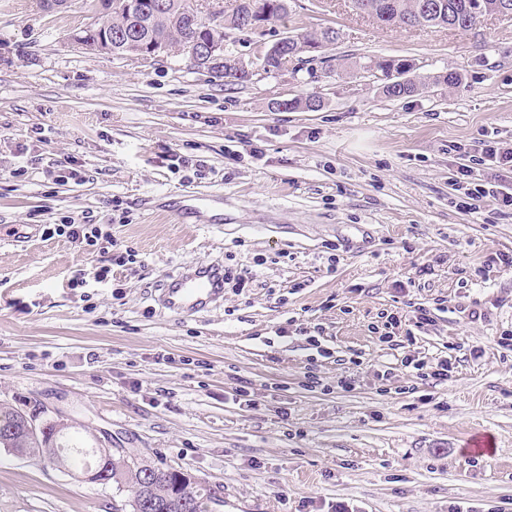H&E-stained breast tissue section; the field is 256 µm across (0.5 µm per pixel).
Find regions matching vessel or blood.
<instances>
[{"label": "vessel or blood", "mask_w": 512, "mask_h": 512, "mask_svg": "<svg viewBox=\"0 0 512 512\" xmlns=\"http://www.w3.org/2000/svg\"><path fill=\"white\" fill-rule=\"evenodd\" d=\"M158 302L168 313L194 317L224 302V268L210 262H197L171 276L162 288Z\"/></svg>", "instance_id": "1"}]
</instances>
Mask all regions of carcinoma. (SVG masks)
Instances as JSON below:
<instances>
[{
    "instance_id": "1",
    "label": "carcinoma",
    "mask_w": 512,
    "mask_h": 512,
    "mask_svg": "<svg viewBox=\"0 0 512 512\" xmlns=\"http://www.w3.org/2000/svg\"><path fill=\"white\" fill-rule=\"evenodd\" d=\"M164 8L134 20L117 7L107 15L112 34L135 43H147L153 39L164 41L167 51H179L189 28L188 12L193 9L191 0H160ZM353 7L369 11L380 22L400 28L445 27L456 21L460 29H472L477 5L485 0H351ZM247 0H236V6L224 12L221 19L206 16L198 18V28L204 37L219 36L225 29L244 32L242 14ZM317 31L293 33L288 39H279L284 49L295 57L310 52L311 42ZM386 77L382 93L389 98L410 96L419 91L421 82L416 79L395 83L390 73L414 72V64L408 59L372 60L367 65ZM27 413L7 406H0V447L19 456H44L52 454L53 463L73 474L87 467L108 465L109 481L121 484L129 492L130 512H209L210 492L200 484L184 478V473L152 465L136 463L118 451L107 457L99 448L79 447L72 444L69 426L50 422L41 437L31 435L25 428Z\"/></svg>"
}]
</instances>
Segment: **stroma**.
I'll list each match as a JSON object with an SVG mask.
<instances>
[{"label":"stroma","mask_w":512,"mask_h":512,"mask_svg":"<svg viewBox=\"0 0 512 512\" xmlns=\"http://www.w3.org/2000/svg\"><path fill=\"white\" fill-rule=\"evenodd\" d=\"M87 18L81 0L57 13L0 0V404L190 474L216 512H512V351L497 344L512 330V269L492 262L512 254V209H464L453 185L461 165L484 172L466 152L482 135L512 143V20L404 29L350 0H290L283 21L231 32L227 49L248 63L286 33L328 26L336 45L236 84L179 53L85 50L70 33ZM378 58L411 60L423 89L385 97L363 68ZM448 71L456 85L434 83ZM309 95L318 110L277 107ZM181 158L204 161L202 174ZM69 160L84 181L47 175ZM191 195L211 196L210 223L180 218ZM117 207L127 223H112ZM85 214L136 263L101 282L99 254L44 238L47 218ZM202 261L253 281L202 315L162 312L166 279ZM80 274L85 286L69 287ZM440 301L414 344L380 342L382 312ZM316 333L331 355L312 362ZM461 342L481 354L448 380L407 365ZM310 364L332 391L307 387ZM346 376L353 387H336ZM473 435L493 454L468 452ZM127 501L116 484L0 448V512Z\"/></svg>","instance_id":"1"}]
</instances>
